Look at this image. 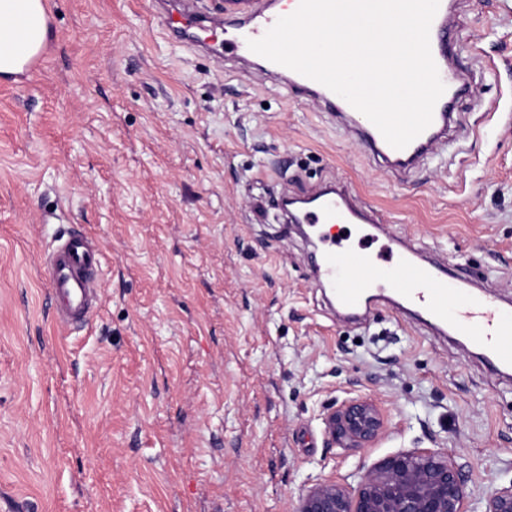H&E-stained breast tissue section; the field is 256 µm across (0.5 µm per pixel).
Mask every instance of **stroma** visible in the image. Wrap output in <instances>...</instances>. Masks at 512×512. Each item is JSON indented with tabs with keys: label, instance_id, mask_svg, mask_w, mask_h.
Here are the masks:
<instances>
[{
	"label": "stroma",
	"instance_id": "stroma-1",
	"mask_svg": "<svg viewBox=\"0 0 512 512\" xmlns=\"http://www.w3.org/2000/svg\"><path fill=\"white\" fill-rule=\"evenodd\" d=\"M51 33L0 81V496L14 512H293L317 480L390 453L464 466L476 512L512 484V372L379 298L346 321L282 196L344 184L379 227L324 240L445 259L512 308V0H456L465 132L408 174L326 106L170 40L157 0H46ZM198 39V40H199ZM103 245L100 308L52 319L44 258ZM382 398L371 448H327L324 412Z\"/></svg>",
	"mask_w": 512,
	"mask_h": 512
}]
</instances>
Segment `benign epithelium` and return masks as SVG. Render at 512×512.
Segmentation results:
<instances>
[{"label": "benign epithelium", "mask_w": 512, "mask_h": 512, "mask_svg": "<svg viewBox=\"0 0 512 512\" xmlns=\"http://www.w3.org/2000/svg\"><path fill=\"white\" fill-rule=\"evenodd\" d=\"M328 448H370L389 430L382 402L370 396L344 399L323 417ZM294 512H473L463 466L446 452L412 448L368 466L356 484L318 480ZM483 512H512V484L493 490Z\"/></svg>", "instance_id": "benign-epithelium-1"}]
</instances>
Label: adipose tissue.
Listing matches in <instances>:
<instances>
[{
    "label": "adipose tissue",
    "instance_id": "obj_1",
    "mask_svg": "<svg viewBox=\"0 0 512 512\" xmlns=\"http://www.w3.org/2000/svg\"><path fill=\"white\" fill-rule=\"evenodd\" d=\"M44 0H0V78L24 73L49 38Z\"/></svg>",
    "mask_w": 512,
    "mask_h": 512
}]
</instances>
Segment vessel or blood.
Returning <instances> with one entry per match:
<instances>
[{"instance_id": "vessel-or-blood-1", "label": "vessel or blood", "mask_w": 512, "mask_h": 512, "mask_svg": "<svg viewBox=\"0 0 512 512\" xmlns=\"http://www.w3.org/2000/svg\"><path fill=\"white\" fill-rule=\"evenodd\" d=\"M452 0H440L430 28V48L445 91L437 101L431 124L408 146H390L381 132L345 99L324 85L287 67L271 64L268 74L282 78L289 86L303 89L314 100L331 106L337 117L347 120L362 143L383 156L396 168L413 167L445 135L452 116V105L466 92L462 75L451 60L454 33ZM277 20L276 13L259 0H241L235 15L225 17L224 25L234 27L225 36L224 51L233 57H249V40L261 38ZM208 16L178 5L176 13L163 17L168 33L189 37L198 26L208 23ZM309 224H372L371 210L353 204L346 190L330 187L320 191L305 218ZM102 251L87 235L69 232L61 235L49 251L44 277L53 301V317L59 327L85 323L100 305L99 282L96 277ZM398 271L391 289L402 296L407 309L439 330L461 331L498 368L512 367V314L500 309L496 302L463 295L459 278L441 266L419 261L415 255L396 254ZM319 278L333 286L337 303L354 309L366 303L384 279L380 267L363 251L347 250L327 253L317 268Z\"/></svg>"}]
</instances>
